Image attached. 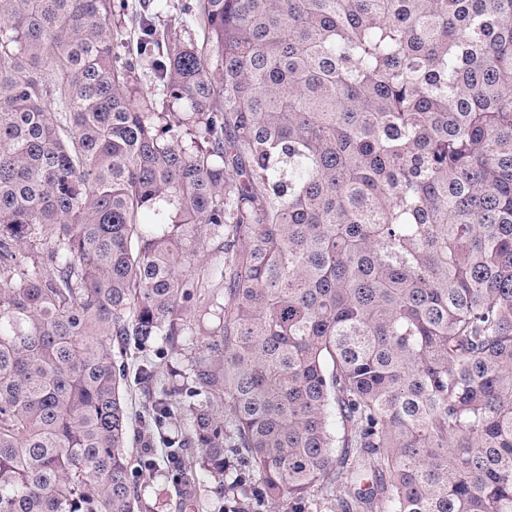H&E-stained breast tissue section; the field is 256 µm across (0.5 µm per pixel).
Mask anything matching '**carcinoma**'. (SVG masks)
Listing matches in <instances>:
<instances>
[{
	"label": "carcinoma",
	"mask_w": 512,
	"mask_h": 512,
	"mask_svg": "<svg viewBox=\"0 0 512 512\" xmlns=\"http://www.w3.org/2000/svg\"><path fill=\"white\" fill-rule=\"evenodd\" d=\"M196 310L181 480L512 512V0H0V512H145Z\"/></svg>",
	"instance_id": "obj_1"
}]
</instances>
